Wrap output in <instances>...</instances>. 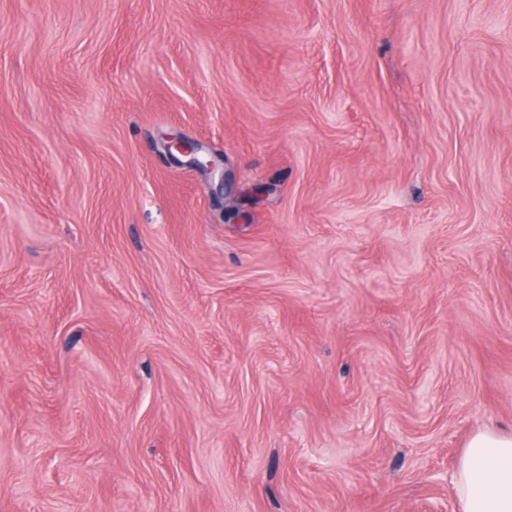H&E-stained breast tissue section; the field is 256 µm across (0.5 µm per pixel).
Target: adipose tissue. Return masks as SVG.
Segmentation results:
<instances>
[{
	"mask_svg": "<svg viewBox=\"0 0 512 512\" xmlns=\"http://www.w3.org/2000/svg\"><path fill=\"white\" fill-rule=\"evenodd\" d=\"M462 512H512V433L475 432L456 474Z\"/></svg>",
	"mask_w": 512,
	"mask_h": 512,
	"instance_id": "obj_1",
	"label": "adipose tissue"
}]
</instances>
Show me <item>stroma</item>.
Instances as JSON below:
<instances>
[{
  "instance_id": "35a3bbf8",
  "label": "stroma",
  "mask_w": 512,
  "mask_h": 512,
  "mask_svg": "<svg viewBox=\"0 0 512 512\" xmlns=\"http://www.w3.org/2000/svg\"><path fill=\"white\" fill-rule=\"evenodd\" d=\"M486 426L512 0H0V512H461ZM166 151L174 156L173 151L178 154L188 158L185 162L190 167H194L195 169L202 171H212L216 168V160L215 158L206 151L202 144L185 140L183 138H173L167 141L165 145Z\"/></svg>"
}]
</instances>
